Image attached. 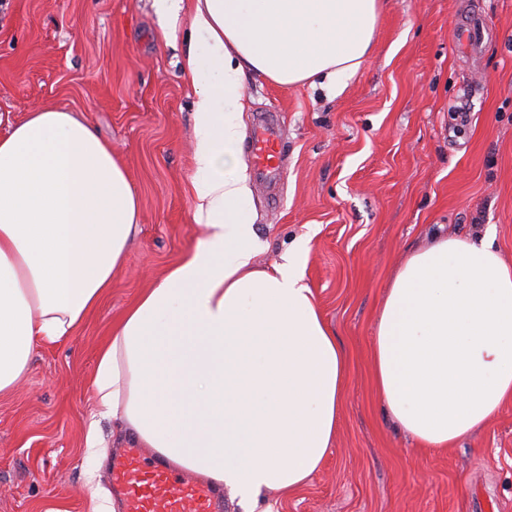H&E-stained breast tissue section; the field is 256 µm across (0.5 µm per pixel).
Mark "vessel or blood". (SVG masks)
Segmentation results:
<instances>
[{
  "instance_id": "1",
  "label": "vessel or blood",
  "mask_w": 512,
  "mask_h": 512,
  "mask_svg": "<svg viewBox=\"0 0 512 512\" xmlns=\"http://www.w3.org/2000/svg\"><path fill=\"white\" fill-rule=\"evenodd\" d=\"M256 174L271 182L282 168L278 135L263 126L250 144ZM112 486L123 512H221L222 501L206 481L189 478L137 444L117 450L109 462Z\"/></svg>"
}]
</instances>
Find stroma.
Here are the masks:
<instances>
[{"instance_id": "stroma-1", "label": "stroma", "mask_w": 512, "mask_h": 512, "mask_svg": "<svg viewBox=\"0 0 512 512\" xmlns=\"http://www.w3.org/2000/svg\"><path fill=\"white\" fill-rule=\"evenodd\" d=\"M188 11L154 0H0V136L46 105L112 146L139 199L123 268L66 341L36 347L0 394V512H104L117 498L86 448L129 439L95 419L97 356L144 288L206 235L194 219ZM245 131L272 112L276 190L254 183L255 261L303 250L302 273L347 353L348 385L323 467L274 512H512V402L448 451L399 431L377 395L370 340L397 269L438 225L487 237L512 265V0H387L372 51L342 91L244 81Z\"/></svg>"}]
</instances>
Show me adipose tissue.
<instances>
[{
	"mask_svg": "<svg viewBox=\"0 0 512 512\" xmlns=\"http://www.w3.org/2000/svg\"><path fill=\"white\" fill-rule=\"evenodd\" d=\"M382 0H193L196 218L208 233L116 325L98 354L99 413L142 447L230 490L244 512L292 494L339 429L348 357L299 254L262 270L241 167L242 81H341L373 47ZM208 42L200 53L197 35ZM125 167L94 128L44 108L0 137V393L36 344L71 336L112 286L138 225ZM387 414L441 451L512 401V266L486 239L434 234L399 268L371 342Z\"/></svg>",
	"mask_w": 512,
	"mask_h": 512,
	"instance_id": "ef3b65f1",
	"label": "adipose tissue"
}]
</instances>
